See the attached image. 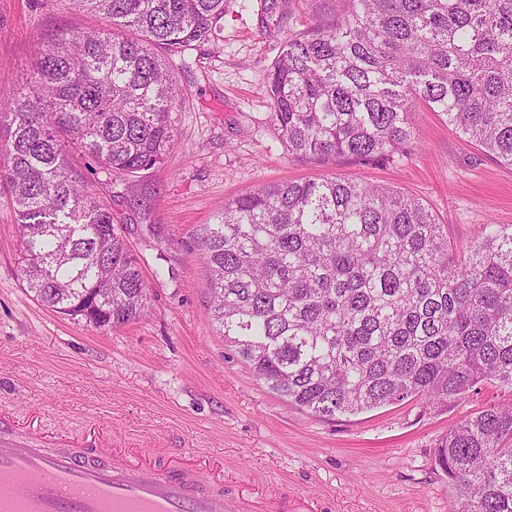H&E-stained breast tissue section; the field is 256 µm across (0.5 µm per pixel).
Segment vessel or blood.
I'll return each instance as SVG.
<instances>
[{
	"label": "vessel or blood",
	"instance_id": "1",
	"mask_svg": "<svg viewBox=\"0 0 512 512\" xmlns=\"http://www.w3.org/2000/svg\"><path fill=\"white\" fill-rule=\"evenodd\" d=\"M0 512H245L220 465L133 448L56 447L0 418Z\"/></svg>",
	"mask_w": 512,
	"mask_h": 512
}]
</instances>
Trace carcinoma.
<instances>
[{
  "instance_id": "obj_1",
  "label": "carcinoma",
  "mask_w": 512,
  "mask_h": 512,
  "mask_svg": "<svg viewBox=\"0 0 512 512\" xmlns=\"http://www.w3.org/2000/svg\"><path fill=\"white\" fill-rule=\"evenodd\" d=\"M73 2L104 26L46 40L31 85L0 83L5 177L28 291L117 327L144 314L146 287L66 145L117 177L161 164L183 96L169 56L214 40L224 0ZM268 96L296 159L399 153L422 104L512 166V0H344L336 20L284 33ZM201 250L225 346L315 416L512 389V225L485 224L458 251L419 200L331 176L225 202ZM435 458L449 512H512V405L450 428Z\"/></svg>"
}]
</instances>
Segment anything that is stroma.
<instances>
[{
  "label": "stroma",
  "instance_id": "stroma-1",
  "mask_svg": "<svg viewBox=\"0 0 512 512\" xmlns=\"http://www.w3.org/2000/svg\"><path fill=\"white\" fill-rule=\"evenodd\" d=\"M341 8L342 0H225L217 39L175 67L185 100L163 163L116 177L70 150L73 175L111 209L144 277L148 310L126 324L99 328L33 298L0 178V412L20 431L222 459L225 493L255 512H449L439 440L512 402V390L484 382L445 402L317 417L229 358L210 310L202 230L225 201L260 183L336 175L392 187L422 202L456 247L479 240L483 224L512 225V166L423 106L410 152L328 164L288 156L267 122L270 64L284 30ZM102 24L70 0H0V81L26 85L46 38Z\"/></svg>",
  "mask_w": 512,
  "mask_h": 512
}]
</instances>
